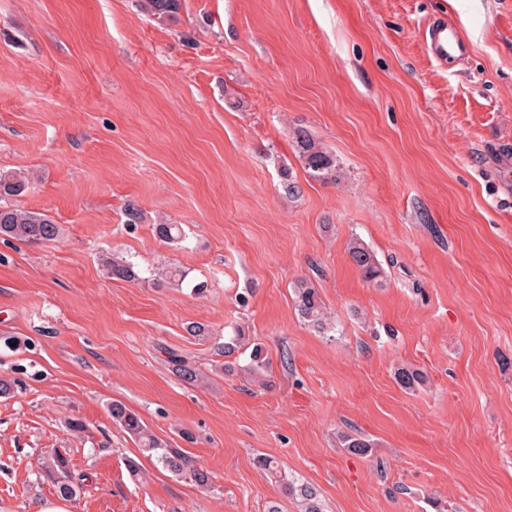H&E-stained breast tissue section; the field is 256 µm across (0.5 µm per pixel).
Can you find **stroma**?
Wrapping results in <instances>:
<instances>
[{"instance_id": "35a3bbf8", "label": "stroma", "mask_w": 512, "mask_h": 512, "mask_svg": "<svg viewBox=\"0 0 512 512\" xmlns=\"http://www.w3.org/2000/svg\"><path fill=\"white\" fill-rule=\"evenodd\" d=\"M439 17L469 45L446 68L423 39ZM1 171L59 233L0 239V336L21 341L0 375L23 383L0 398V512L56 499L55 448L84 485L70 512H298L260 455L325 512H512V0H182L166 22L137 0H0ZM122 257L139 280L110 278ZM172 265L185 282L160 286ZM238 333L265 376L245 354L212 372ZM170 348L207 381L173 374ZM115 401L210 485L156 467ZM296 147L310 174L315 178H327L336 167V160L324 152L306 135L299 134ZM350 253L366 279L374 280L380 276L381 270L373 254L362 243L354 242L350 247ZM294 294L295 304L302 317L318 328L324 329L319 319L321 302L317 289L308 282L298 281L294 287ZM255 464L275 482H279L288 497L296 500L300 506V512H323V505L317 490L308 483L301 482L294 477H289L282 471L278 462L270 457H258Z\"/></svg>"}]
</instances>
